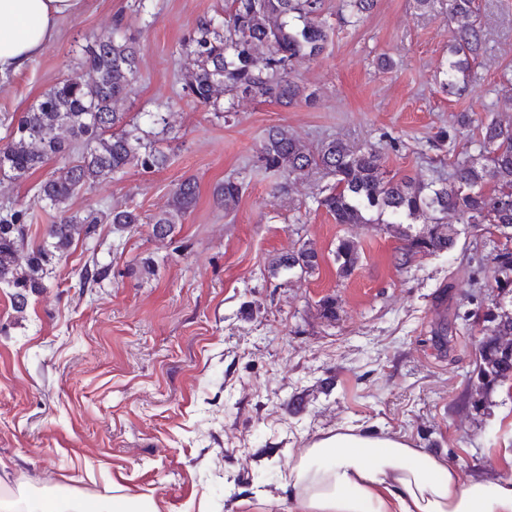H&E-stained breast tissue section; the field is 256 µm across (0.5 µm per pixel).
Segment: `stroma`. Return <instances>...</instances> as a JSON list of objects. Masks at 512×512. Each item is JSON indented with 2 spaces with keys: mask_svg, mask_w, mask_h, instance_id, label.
<instances>
[{
  "mask_svg": "<svg viewBox=\"0 0 512 512\" xmlns=\"http://www.w3.org/2000/svg\"><path fill=\"white\" fill-rule=\"evenodd\" d=\"M484 47L465 92L443 91L448 2L378 0L360 23L325 0L330 36L295 74L314 99L284 108L248 98L232 112L193 103L182 47L204 15L227 0H85L22 73L0 80V118H20L60 79L83 80L80 47L121 20L140 47L139 72L119 111L145 123L166 112L159 170L128 168L79 191L72 212L133 208L143 222L98 227L95 245L74 242L48 288L16 311L0 288V498L120 495L156 512H265L260 496L288 512L289 473L312 441L339 428L406 436L448 458L461 479L512 473V382L479 395L482 319L497 299L493 234L462 227L455 248L403 261L405 234L421 223L339 224L316 199L334 179L312 171L297 182L259 161L273 126L310 150L339 138L375 149L388 175L448 177L472 153L476 125L512 122V0H478ZM390 67H382V60ZM456 130L440 145L441 132ZM43 167L0 181V201L29 208L42 236L55 212L33 203ZM199 185L196 206L173 235L153 237L149 219L175 186ZM243 184L232 210L214 190ZM359 246L347 276L339 240ZM310 243L313 274L272 275L280 255ZM109 266L108 279L79 286L81 271ZM336 299V319L320 307Z\"/></svg>",
  "mask_w": 512,
  "mask_h": 512,
  "instance_id": "1",
  "label": "stroma"
}]
</instances>
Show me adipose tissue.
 <instances>
[{
  "mask_svg": "<svg viewBox=\"0 0 512 512\" xmlns=\"http://www.w3.org/2000/svg\"><path fill=\"white\" fill-rule=\"evenodd\" d=\"M83 3L0 0V79L22 71ZM290 477L288 512H512V476L461 480L453 463L398 434H328Z\"/></svg>",
  "mask_w": 512,
  "mask_h": 512,
  "instance_id": "obj_1",
  "label": "adipose tissue"
}]
</instances>
